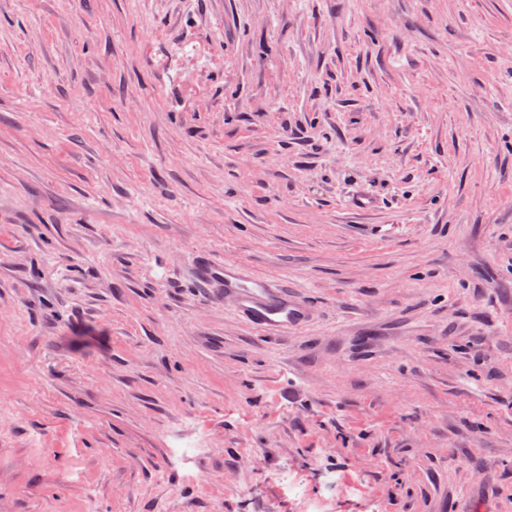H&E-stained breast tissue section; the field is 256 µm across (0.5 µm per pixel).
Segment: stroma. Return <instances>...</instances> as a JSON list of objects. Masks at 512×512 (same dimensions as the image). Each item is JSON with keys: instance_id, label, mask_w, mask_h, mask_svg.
I'll use <instances>...</instances> for the list:
<instances>
[{"instance_id": "obj_1", "label": "stroma", "mask_w": 512, "mask_h": 512, "mask_svg": "<svg viewBox=\"0 0 512 512\" xmlns=\"http://www.w3.org/2000/svg\"><path fill=\"white\" fill-rule=\"evenodd\" d=\"M507 41L512 0H0V512H512ZM196 273L203 281H218L224 288V304L268 336H287L309 317L307 307L288 295V285L257 277L235 260L201 258Z\"/></svg>"}]
</instances>
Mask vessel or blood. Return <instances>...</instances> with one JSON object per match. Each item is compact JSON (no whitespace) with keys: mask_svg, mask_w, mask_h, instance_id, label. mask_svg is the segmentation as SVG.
<instances>
[{"mask_svg":"<svg viewBox=\"0 0 512 512\" xmlns=\"http://www.w3.org/2000/svg\"><path fill=\"white\" fill-rule=\"evenodd\" d=\"M196 273L203 281H218L225 303L266 335H288L309 317L307 307L289 296L286 284L255 276L235 260H203L197 264Z\"/></svg>","mask_w":512,"mask_h":512,"instance_id":"vessel-or-blood-1","label":"vessel or blood"}]
</instances>
